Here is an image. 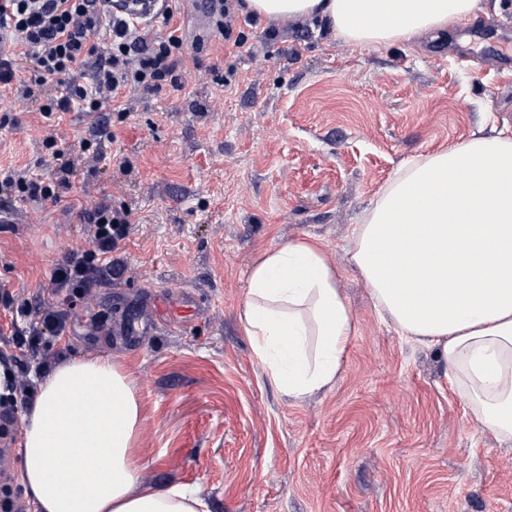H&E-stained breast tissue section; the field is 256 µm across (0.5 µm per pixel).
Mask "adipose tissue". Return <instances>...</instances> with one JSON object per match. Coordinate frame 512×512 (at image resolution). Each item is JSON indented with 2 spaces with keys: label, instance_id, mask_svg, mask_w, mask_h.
<instances>
[{
  "label": "adipose tissue",
  "instance_id": "obj_1",
  "mask_svg": "<svg viewBox=\"0 0 512 512\" xmlns=\"http://www.w3.org/2000/svg\"><path fill=\"white\" fill-rule=\"evenodd\" d=\"M257 16H318L377 49L446 29L476 0H245ZM353 262L401 336L437 347L477 420L512 437V137L475 135L405 163L354 227ZM241 321L290 397L334 383L353 334L327 253L314 240L250 266ZM77 407L66 413L65 398ZM142 406L117 360L58 366L22 415L19 481L34 512H206L185 486L139 481ZM66 479L55 477L58 467Z\"/></svg>",
  "mask_w": 512,
  "mask_h": 512
}]
</instances>
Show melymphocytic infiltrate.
Here are the masks:
<instances>
[{
	"label": "lymphocytic infiltrate",
	"mask_w": 512,
	"mask_h": 512,
	"mask_svg": "<svg viewBox=\"0 0 512 512\" xmlns=\"http://www.w3.org/2000/svg\"><path fill=\"white\" fill-rule=\"evenodd\" d=\"M183 0H170L161 12L158 32H146L143 20H131L112 11L108 0H0V88L14 98L34 97L33 85L17 78L20 60H28L38 83L55 89L38 110L44 116L72 109L102 117L113 110L125 112L137 91L158 93L182 88L186 67L202 68L208 44L187 47L173 22ZM216 31L225 53L240 58L251 48L239 24H254V15H240L242 0H219ZM36 82V83H37ZM60 180L31 178L12 168L0 167V196L21 191L36 199L59 201ZM130 214L122 208L101 205L84 215L91 224V246L72 251L54 269L56 290L84 283L90 276L112 273L110 254L122 237ZM66 321L50 313L33 311L26 333L16 334L14 351L0 354V419L13 423L17 402L33 389L31 373H46L50 365L39 361L43 336H63Z\"/></svg>",
	"instance_id": "1"
}]
</instances>
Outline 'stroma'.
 Returning a JSON list of instances; mask_svg holds the SVG:
<instances>
[{
  "instance_id": "1",
  "label": "stroma",
  "mask_w": 512,
  "mask_h": 512,
  "mask_svg": "<svg viewBox=\"0 0 512 512\" xmlns=\"http://www.w3.org/2000/svg\"><path fill=\"white\" fill-rule=\"evenodd\" d=\"M244 34L252 55L210 57L235 69L230 86L191 68L181 90L136 93L97 162L80 149L93 116L50 122L0 94L15 120L0 128V166L56 175L49 135L71 163L59 202L0 208V290L65 318L66 336L40 345L50 365L126 366L141 481L193 487L209 512H512V439L476 422L434 347L379 317L350 252L402 163L480 130L512 136V0L379 50L316 17ZM487 45L494 71L460 64ZM100 204L131 213L111 279L52 294ZM299 239L327 252L356 332L335 383L295 399L254 356L240 311L249 266Z\"/></svg>"
}]
</instances>
